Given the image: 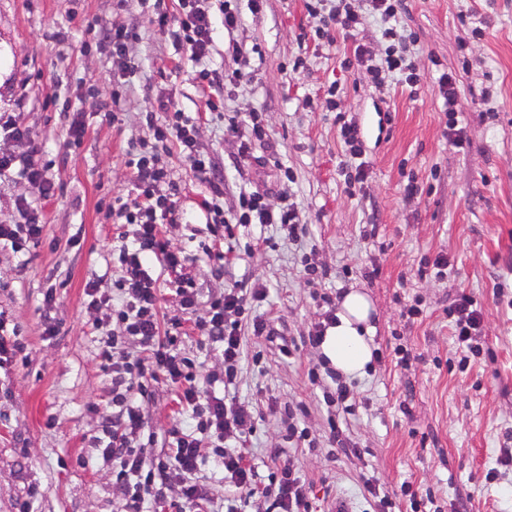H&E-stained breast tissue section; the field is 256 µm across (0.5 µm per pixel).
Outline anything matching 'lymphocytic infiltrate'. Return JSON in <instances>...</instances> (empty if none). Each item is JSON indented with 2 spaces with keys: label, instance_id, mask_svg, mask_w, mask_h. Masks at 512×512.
Listing matches in <instances>:
<instances>
[{
  "label": "lymphocytic infiltrate",
  "instance_id": "f902f5d3",
  "mask_svg": "<svg viewBox=\"0 0 512 512\" xmlns=\"http://www.w3.org/2000/svg\"><path fill=\"white\" fill-rule=\"evenodd\" d=\"M306 8L311 15H323L328 30L351 31L363 23L362 14L352 10L346 0H306ZM150 23L186 49L199 68V79L207 85L240 81L239 70L221 72L207 65L213 42V13L208 0H179L177 13L156 10ZM154 138L156 144L151 150L130 153L127 165L132 171L134 193L112 210L113 223L135 227L132 238L122 239L118 247L121 274L112 283L113 292L108 296L100 294L94 280L85 289L90 306H108L112 320L124 329L123 335L118 336L106 325L95 327L98 356L112 365V408L100 414L103 435L99 446L103 457L112 461V478L120 494L119 512H158L167 501L165 488L174 483L181 491L175 503L177 512H209L212 498L197 479L205 466L223 472L238 503L257 499L267 503L269 512H311L305 484L296 475L293 463L281 459L278 450H271L268 473L260 475L247 448L258 418L237 405L228 393L244 355L238 317L248 299L263 297L262 286L238 283L225 288L211 299L208 318L195 324L201 335L199 347L221 352L224 374L219 377L204 374L202 362L181 350L185 334L181 322L160 329V293L148 271L151 259L162 260L165 268L176 274L171 286L183 305L195 307L196 284L180 271L184 256L171 250L163 239L164 225L182 218L179 189L160 161V152L169 143H178L185 160L208 188L210 196L204 199L203 207L212 214L215 226H274L294 240L303 229L298 210L285 200L277 205L269 203L273 189L264 184L241 190L235 207L224 210L220 205L224 182L215 177L211 156L196 147L193 118L180 116L175 122L156 127ZM47 169L34 144L22 155L0 154V173L15 171L37 190L36 197L18 200L20 222L0 224V248L21 254L28 244L41 238L44 222L40 202L53 197L57 190ZM448 315L458 350L466 354L478 352L482 313L474 296L459 294L449 305ZM128 343L136 347L133 359L112 362V349ZM159 382L177 388L181 409L191 412L195 420L188 428L172 425L168 431L171 452L162 458L147 455L140 441L145 432L144 405L153 395V384ZM206 445L211 448L207 454L202 451Z\"/></svg>",
  "mask_w": 512,
  "mask_h": 512
}]
</instances>
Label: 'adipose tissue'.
<instances>
[{
  "label": "adipose tissue",
  "instance_id": "adipose-tissue-1",
  "mask_svg": "<svg viewBox=\"0 0 512 512\" xmlns=\"http://www.w3.org/2000/svg\"><path fill=\"white\" fill-rule=\"evenodd\" d=\"M372 306L366 294L349 290L336 311V323L327 328L321 351L341 375L363 376L373 358Z\"/></svg>",
  "mask_w": 512,
  "mask_h": 512
}]
</instances>
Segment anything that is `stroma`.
<instances>
[{
	"instance_id": "stroma-1",
	"label": "stroma",
	"mask_w": 512,
	"mask_h": 512,
	"mask_svg": "<svg viewBox=\"0 0 512 512\" xmlns=\"http://www.w3.org/2000/svg\"><path fill=\"white\" fill-rule=\"evenodd\" d=\"M400 26L414 32L416 82L406 74H374L357 66L356 45L384 57L382 22L366 17L354 35L326 40L305 0H265L253 18L238 0L242 24L225 32L216 24L212 67L240 68L235 86L208 87L186 51L160 34L148 18L154 5L175 0H0V113H13L51 161L55 196L44 201L42 240L24 258L0 251V312L15 324L24 345L21 360L0 370V512H16L33 498V512H117L112 464L103 459L98 409L112 403V375L96 356L87 282L112 289L120 265L112 256L117 237L133 225L113 223L115 198L132 193L126 165L130 146L153 139V124L172 121L152 112L156 98H171L197 120V145L211 154L232 205L249 182L275 175L239 161L236 140L207 101L227 110L261 111L276 142L287 178L280 187L293 202L306 233L290 240L268 228L272 246L253 247L239 229L223 271L202 255L212 241L200 203L206 192L177 144L163 159L179 186L181 223L164 228L172 248L184 251V273L199 290L195 310L181 307L170 277L153 265L163 300L161 325L190 327L207 315L213 292L238 282L263 283L262 299L246 318L265 319L269 335H246L237 401L265 420L249 441L257 460L283 449L315 499V512L343 501L350 512H373L366 478L384 489L409 483L431 492L422 512H512V0H407ZM97 25L137 28L130 54L140 68L132 77L117 119L105 118L118 61L97 42ZM238 59L225 55L230 43ZM452 73L462 97L463 147L448 141V115L437 78ZM487 92L489 111L471 98ZM82 108L85 132L73 140L68 126ZM359 130L367 176L355 195L345 184L348 148L337 116ZM424 187L407 201L408 180ZM79 246H72V239ZM446 254L441 280H419L424 260ZM327 269L309 278L305 265ZM374 276H366L369 268ZM57 290L52 312L59 333L46 338L42 294ZM357 288L368 295L376 326L374 359L367 375L350 380L348 436L359 455L344 456L326 437L331 366L304 338L323 321L330 302ZM467 292L483 316L482 343L490 356L461 361L446 309ZM419 315L408 316L410 307ZM197 332L183 342L198 351ZM290 354H283V347ZM408 352L409 367L398 365ZM317 370L318 383L308 372ZM146 409L155 440L146 451L169 452L167 431L178 407L175 388L159 383ZM304 406L299 418L308 440L289 438L280 410Z\"/></svg>"
}]
</instances>
